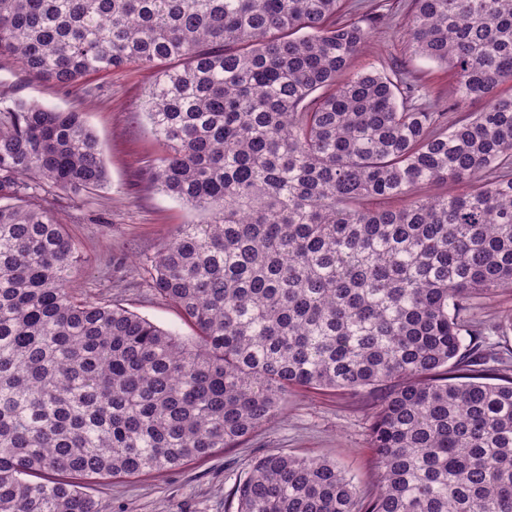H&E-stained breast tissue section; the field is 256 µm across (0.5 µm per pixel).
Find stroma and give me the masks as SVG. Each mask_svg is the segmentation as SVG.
Wrapping results in <instances>:
<instances>
[{
    "label": "stroma",
    "instance_id": "35a3bbf8",
    "mask_svg": "<svg viewBox=\"0 0 512 512\" xmlns=\"http://www.w3.org/2000/svg\"><path fill=\"white\" fill-rule=\"evenodd\" d=\"M380 10L383 22L353 62L354 69L398 67L423 84L441 102H455L448 70L417 58L408 50L404 23L410 0H365ZM151 72L129 67L86 79L85 90L67 88L28 75L19 64L0 59V98L21 97L65 110L84 112L100 140L108 172L100 188L80 193L58 191L52 206L86 257L71 286L75 295L111 300L184 339L192 326L148 286L151 264L185 224L198 223L201 212L157 192L144 179L158 145L141 110ZM456 103V102H455ZM512 312V289L479 299L472 311L486 327V340L512 371V335L493 331L494 320ZM379 398L364 392L294 388L276 418L233 448L162 474L117 476L87 481L86 491L99 512H236L230 491L250 460L267 452L320 456L351 476L362 497L378 485V469L369 446L371 415Z\"/></svg>",
    "mask_w": 512,
    "mask_h": 512
}]
</instances>
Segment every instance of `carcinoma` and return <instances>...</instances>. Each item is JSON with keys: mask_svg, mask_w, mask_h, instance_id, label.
Returning a JSON list of instances; mask_svg holds the SVG:
<instances>
[{"mask_svg": "<svg viewBox=\"0 0 512 512\" xmlns=\"http://www.w3.org/2000/svg\"><path fill=\"white\" fill-rule=\"evenodd\" d=\"M346 2L0 0V57L36 78L154 71L147 182L209 213L149 280L194 339L75 296L48 196L104 185L100 141L81 112L0 101V512H97L70 478L206 458L297 386L384 390L378 492L274 452L236 512H512V377L467 320L512 288V0H411V53L486 102L452 119L352 70L371 32Z\"/></svg>", "mask_w": 512, "mask_h": 512, "instance_id": "1", "label": "carcinoma"}]
</instances>
